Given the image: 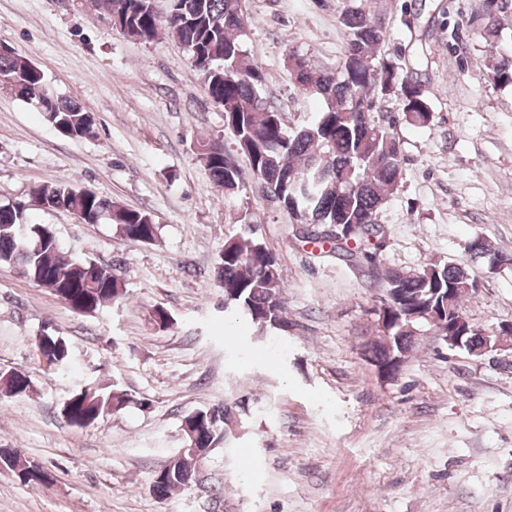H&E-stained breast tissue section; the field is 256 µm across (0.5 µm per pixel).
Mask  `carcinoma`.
Here are the masks:
<instances>
[{"mask_svg": "<svg viewBox=\"0 0 512 512\" xmlns=\"http://www.w3.org/2000/svg\"><path fill=\"white\" fill-rule=\"evenodd\" d=\"M103 7L121 14L119 31L139 43H151L160 30H167L189 52L208 97L223 109L224 129L260 180L263 196L293 223L311 227L304 231L305 238L326 242L336 253L371 269L370 287L383 291L380 305L393 335L389 347L379 340L369 343L375 365L391 367L393 378L403 363L392 361L391 354L411 353L421 328L448 335V289L455 290L461 308L478 288L467 268L432 262L413 272L381 269L387 231L380 214L400 188L403 175L402 148L394 128L401 119L426 128L433 109L422 85L401 75L380 19L355 0H342L339 22L347 31V42L336 67L321 68L298 52H289L294 85L320 102L311 120L292 129L281 112L263 101L262 67L243 50L244 0H171L163 20L154 0H104ZM470 25L485 43L492 81L512 86V51H498L503 31L512 26V0H481ZM0 86L36 105L63 131L78 138L95 135L90 112L70 98L43 94L44 75L27 59L0 53ZM389 97L401 101L402 115L381 110L379 101ZM200 151L212 184L224 191V201L234 200L242 173L225 156L223 143L204 141ZM31 198L45 208L68 211L83 224L108 221L130 243H151L158 236L149 212L119 206L62 180L33 187ZM0 263L18 266L35 283L46 274L53 278V287L76 289L81 300L97 308L126 299L125 285L112 278L111 267L66 255L49 226L29 223L26 210L15 205L0 206ZM214 274L224 288V305L262 331L288 328L279 264L262 238L250 232L227 239ZM37 349L47 364L58 367L71 356L67 342L52 333ZM29 389L26 377L0 374V392L17 396ZM131 402L132 396L114 384H86L68 398L67 421L85 427ZM232 423V407L213 409L207 443L217 435L227 436Z\"/></svg>", "mask_w": 512, "mask_h": 512, "instance_id": "obj_1", "label": "carcinoma"}]
</instances>
